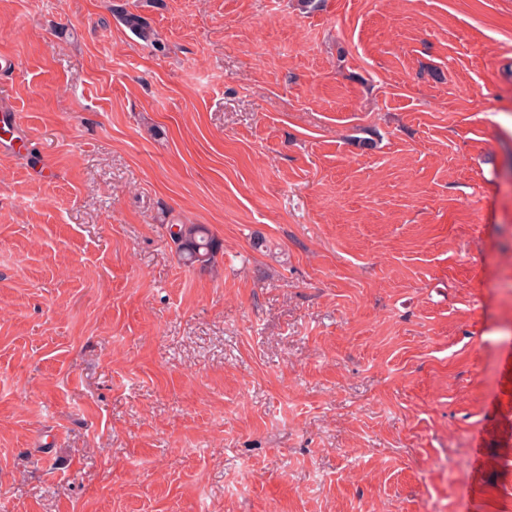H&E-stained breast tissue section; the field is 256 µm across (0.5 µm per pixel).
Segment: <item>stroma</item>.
Here are the masks:
<instances>
[{
    "label": "stroma",
    "instance_id": "stroma-1",
    "mask_svg": "<svg viewBox=\"0 0 512 512\" xmlns=\"http://www.w3.org/2000/svg\"><path fill=\"white\" fill-rule=\"evenodd\" d=\"M0 56V512H512V0H0ZM120 19L136 38L143 42L150 43V45L156 46L160 49L162 48L154 31L141 15L125 12L120 14ZM176 227V231L172 228ZM169 235L176 246L178 258L201 270L209 268L216 254L222 249L217 240L203 224H172Z\"/></svg>",
    "mask_w": 512,
    "mask_h": 512
}]
</instances>
